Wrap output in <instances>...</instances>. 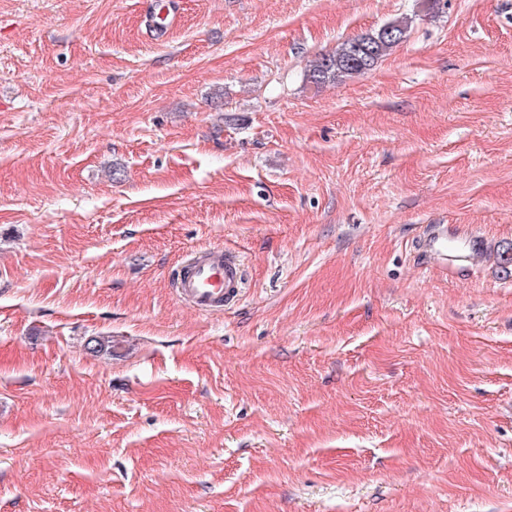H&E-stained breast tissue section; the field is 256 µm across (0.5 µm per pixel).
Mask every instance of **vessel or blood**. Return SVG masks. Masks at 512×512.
<instances>
[{
    "label": "vessel or blood",
    "mask_w": 512,
    "mask_h": 512,
    "mask_svg": "<svg viewBox=\"0 0 512 512\" xmlns=\"http://www.w3.org/2000/svg\"><path fill=\"white\" fill-rule=\"evenodd\" d=\"M418 252L423 258L440 260L462 272L481 262L485 239L470 234L464 241L453 243L448 239L447 225L430 224L418 243ZM243 268L244 260L239 253L221 245L206 248L179 269L175 282L176 298L204 314L224 312L244 293Z\"/></svg>",
    "instance_id": "vessel-or-blood-1"
}]
</instances>
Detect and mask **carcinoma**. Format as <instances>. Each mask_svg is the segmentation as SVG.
Masks as SVG:
<instances>
[{"mask_svg": "<svg viewBox=\"0 0 512 512\" xmlns=\"http://www.w3.org/2000/svg\"><path fill=\"white\" fill-rule=\"evenodd\" d=\"M408 25L390 21L339 45L335 51L317 56L310 64L308 79L316 86L341 82L371 70L388 51L404 42Z\"/></svg>", "mask_w": 512, "mask_h": 512, "instance_id": "carcinoma-1", "label": "carcinoma"}]
</instances>
